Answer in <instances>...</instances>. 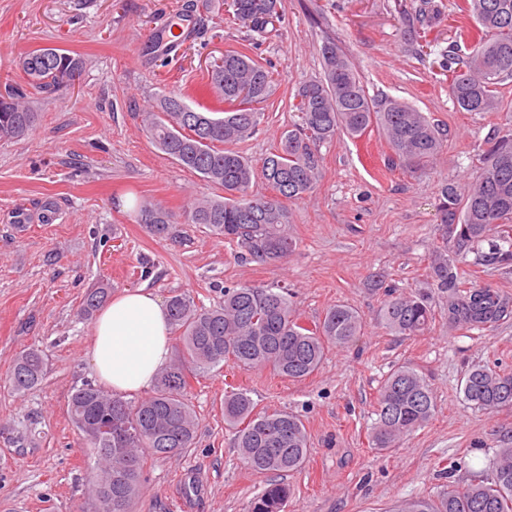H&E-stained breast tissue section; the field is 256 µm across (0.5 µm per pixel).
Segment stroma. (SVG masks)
<instances>
[{
	"instance_id": "obj_1",
	"label": "stroma",
	"mask_w": 512,
	"mask_h": 512,
	"mask_svg": "<svg viewBox=\"0 0 512 512\" xmlns=\"http://www.w3.org/2000/svg\"><path fill=\"white\" fill-rule=\"evenodd\" d=\"M189 0H0V94L25 83L19 57L55 46L81 55L73 82L38 97L39 119L19 140H0V512H98L97 461L69 412V399L96 382L88 348L86 292L100 281L113 293L153 290L161 299L191 295L205 306L237 284L287 286L296 313L317 323L336 304L363 317L360 336L329 347L317 372L291 381L266 370L218 366L190 381L197 414L194 443L179 457L146 456L131 512H248L272 476L251 470L224 424L225 393L243 390L258 404L299 416L309 454L301 470L280 474L292 496L285 512H393L416 496L436 497L484 472L498 448L512 445V406L473 408L460 388L465 371H512V322L472 334L449 331L448 300L429 276L443 245L440 188L471 181L489 139L512 132V79L495 112H465L436 66L455 40L462 0H434L426 29L430 54L418 52L412 15L420 0H282L283 17L263 37L233 19L231 0H207L199 33L178 55L151 44ZM335 42L351 58L370 96L402 99L448 131L436 162L408 172L389 161L381 131L339 133L320 144V178L289 203L295 250L288 259L245 261L234 246L187 221L194 196H218L161 152L143 131L140 109L177 90L190 106L216 107L207 72L225 52H244L273 73L256 104L258 132L236 146L253 165L299 116L294 96L323 74L319 49ZM172 211L176 240L151 237L136 205ZM428 295L436 321L419 336H398L378 319L388 290ZM47 370L19 393L13 363L28 347ZM426 375L433 417L398 448L371 447L378 389L398 364Z\"/></svg>"
}]
</instances>
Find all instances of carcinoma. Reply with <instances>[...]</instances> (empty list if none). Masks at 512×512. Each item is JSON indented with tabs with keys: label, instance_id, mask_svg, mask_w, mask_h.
<instances>
[{
	"label": "carcinoma",
	"instance_id": "1",
	"mask_svg": "<svg viewBox=\"0 0 512 512\" xmlns=\"http://www.w3.org/2000/svg\"><path fill=\"white\" fill-rule=\"evenodd\" d=\"M232 7L234 19L260 34L281 18L280 0H233ZM461 11L468 24L459 36L470 37L475 45L464 53L459 44H449L440 53L439 68L448 73L449 93L459 109L491 112L499 105L497 86L512 78V0H464ZM320 53L323 77L304 84L295 95L299 122L282 134L258 168L232 145L257 133L259 113L250 104L266 99L273 75L245 54H224L208 74L212 93L224 103L239 101L238 109H197L185 102L184 94L170 90L142 113L146 132L162 152L224 190L220 198H195L188 219L236 245L246 260L278 261L293 251L285 202L314 190L320 167L316 145L337 132L358 138L371 126L381 129L392 162L406 170L430 165L445 147L447 130L414 106L389 98L378 103L370 97L363 77L336 44L325 43ZM83 65L81 56L56 47L22 55L25 86L0 94V139L26 136L38 119L33 100L78 78ZM258 177L273 195L252 194L251 184ZM440 210L449 254L435 256L429 272L436 287L448 294V327L469 333L512 320V296L470 282L459 267L470 252L477 254L478 265L512 263V133L489 143L486 165L473 182L464 188L442 187ZM138 211L139 222L152 236L178 237V225L163 207L142 205ZM483 242L488 245L485 251L479 249ZM110 290L108 283L90 289L84 315L92 316ZM167 306L183 352L194 366L210 369L223 363L246 371L269 369L293 381L312 375L329 347L353 343L363 328L362 316L342 304L329 308L314 329L300 325L288 292L280 286L226 287L224 301L212 307L174 294ZM379 317L395 334L418 336L435 314L423 295L408 293L388 296ZM45 369L39 349L19 353L11 374L14 390L36 387ZM461 384L465 400L478 409L512 405V372L478 365L464 374ZM188 386V371L176 363L163 369L152 393L137 402L114 397L91 383L71 395V418L101 465L94 485L100 512H129L140 485L141 449L174 457L192 446L196 415L186 399ZM435 406L423 375L410 365L395 366L378 391L369 442L380 449L396 446L431 419ZM110 419L112 432L100 431ZM224 422L235 430L236 447L255 472H290L306 460L303 422L281 410H256L243 391L224 396ZM290 495L287 484L269 483L251 501L249 512H283ZM398 512H512V445L497 450L490 478L475 474L465 487L450 486L434 499H411Z\"/></svg>",
	"mask_w": 512,
	"mask_h": 512
}]
</instances>
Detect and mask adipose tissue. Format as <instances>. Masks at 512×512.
Returning a JSON list of instances; mask_svg holds the SVG:
<instances>
[{"mask_svg":"<svg viewBox=\"0 0 512 512\" xmlns=\"http://www.w3.org/2000/svg\"><path fill=\"white\" fill-rule=\"evenodd\" d=\"M89 357L105 388L127 396L147 391L171 359L161 298L146 288L111 298L95 316Z\"/></svg>","mask_w":512,"mask_h":512,"instance_id":"obj_1","label":"adipose tissue"}]
</instances>
